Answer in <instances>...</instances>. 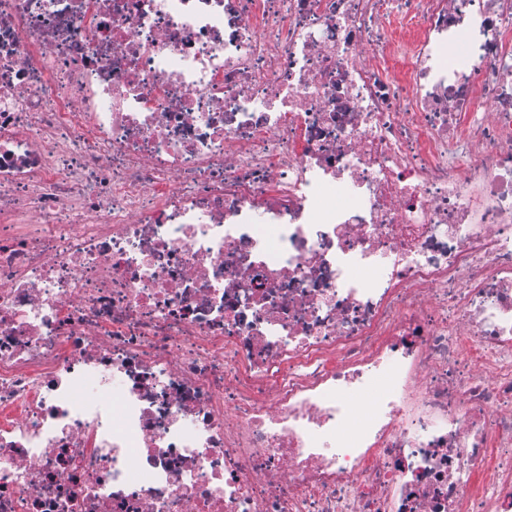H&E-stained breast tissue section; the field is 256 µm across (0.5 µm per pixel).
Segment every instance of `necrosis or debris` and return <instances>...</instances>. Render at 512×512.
I'll return each mask as SVG.
<instances>
[{"instance_id": "necrosis-or-debris-1", "label": "necrosis or debris", "mask_w": 512, "mask_h": 512, "mask_svg": "<svg viewBox=\"0 0 512 512\" xmlns=\"http://www.w3.org/2000/svg\"><path fill=\"white\" fill-rule=\"evenodd\" d=\"M0 512H512V0H0Z\"/></svg>"}]
</instances>
